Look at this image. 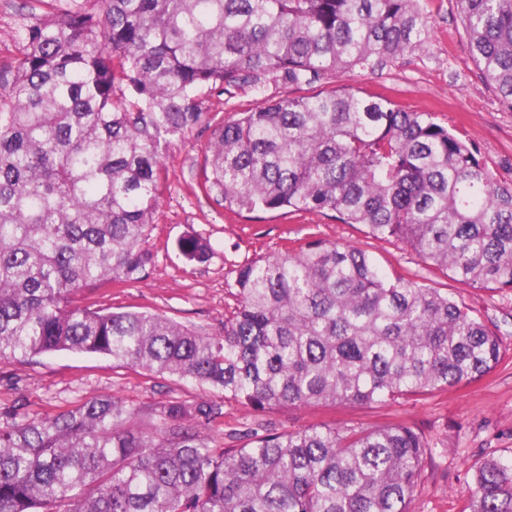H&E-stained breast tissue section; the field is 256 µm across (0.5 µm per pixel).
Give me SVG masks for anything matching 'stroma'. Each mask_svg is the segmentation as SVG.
I'll list each match as a JSON object with an SVG mask.
<instances>
[{"label":"stroma","mask_w":512,"mask_h":512,"mask_svg":"<svg viewBox=\"0 0 512 512\" xmlns=\"http://www.w3.org/2000/svg\"><path fill=\"white\" fill-rule=\"evenodd\" d=\"M35 0H0V65L15 54L14 29ZM431 41L422 51L382 66L345 75H325L310 85L266 79L261 87L243 83L227 90L205 88L198 98L209 119L173 138L163 155L159 206L146 247L153 256L146 278L132 287L86 289L77 304L97 302L116 311H149L209 334L221 332L237 303L240 266L285 251L291 241L326 239L354 246L388 271L423 272L409 247L379 240L360 224H343L330 213L232 212L199 191L206 148L214 129L267 99H283L348 86L379 93L415 112L434 113L461 138L474 143L487 166L504 182L512 180V111L483 81L466 46L455 0H426ZM195 236L210 242L207 262L188 261L177 243ZM435 287L472 307L498 334L503 358L490 374L467 385L426 396H403L372 406L324 404L274 408L257 413L224 398L221 390L148 373L101 355L53 352L28 362L0 360V407L19 405L32 414L69 408L93 396L150 409L168 400L223 403L225 430L256 427L286 432L310 425L342 429L402 422L428 443L421 493L413 512H463L474 489L476 469L492 457L512 455V290H488L433 274Z\"/></svg>","instance_id":"35a3bbf8"}]
</instances>
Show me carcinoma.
<instances>
[{"instance_id": "carcinoma-1", "label": "carcinoma", "mask_w": 512, "mask_h": 512, "mask_svg": "<svg viewBox=\"0 0 512 512\" xmlns=\"http://www.w3.org/2000/svg\"><path fill=\"white\" fill-rule=\"evenodd\" d=\"M39 2L0 83V359L105 355L256 412L432 394L499 363L474 310L336 242L243 265L216 336L73 302L145 277L161 143L205 121L200 89L310 85L421 51L423 0ZM456 3L512 109V0ZM201 190L229 210L332 212L456 281L512 289V186L429 112L348 87L269 100L214 131ZM178 247L209 260L200 238ZM223 418L208 400L163 402L147 424L112 396L44 416L0 408V512H410L426 454L410 427L310 426L226 448L209 435ZM464 512H512V457L477 468Z\"/></svg>"}]
</instances>
